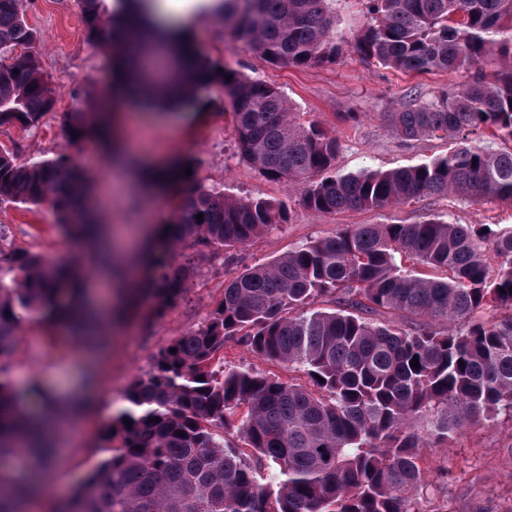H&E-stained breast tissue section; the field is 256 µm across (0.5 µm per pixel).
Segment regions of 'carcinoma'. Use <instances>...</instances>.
<instances>
[{
	"mask_svg": "<svg viewBox=\"0 0 512 512\" xmlns=\"http://www.w3.org/2000/svg\"><path fill=\"white\" fill-rule=\"evenodd\" d=\"M333 2L224 0L221 10L232 36L266 62L308 67L333 64L340 54ZM363 2L370 20L356 50L364 61L468 74L432 96L414 89L384 113L402 140L454 145L416 165L342 173L336 134L302 122L280 88L197 56L194 69L234 114L240 159L326 214L448 195L512 203V0ZM79 4L91 45L114 55L127 48L139 61L158 52L107 0ZM36 43L23 0H0V127H37L56 111ZM494 53L500 67L487 73L481 63ZM137 94L145 104L177 105L190 101L194 87L174 97L144 78ZM86 96L94 108L63 113L72 144L87 140L102 115L101 101ZM487 130L503 150L476 144ZM180 176L169 232L146 250L137 289L149 304L145 322L184 297L196 261L218 248L236 252L290 218L280 201L218 193L183 168ZM90 191L89 175L66 155L19 164L0 152V204L48 206L76 244L89 233L81 203ZM174 244L194 257L176 262ZM414 265L445 277H422ZM85 281L76 261L52 263L19 246L0 250V362L30 318L68 320L75 333L95 337V326L80 321ZM230 341L307 382L252 366L223 368ZM125 399L129 406L106 427L107 457L51 512H443L434 499L448 469L430 465L427 450L500 415L512 418V231L437 217L343 225L303 242L225 283L205 325L160 348ZM23 407V396L0 378V512H28L30 502L10 494L40 491V473L54 464L38 441L47 437L46 421L59 418L32 424Z\"/></svg>",
	"mask_w": 512,
	"mask_h": 512,
	"instance_id": "1",
	"label": "carcinoma"
}]
</instances>
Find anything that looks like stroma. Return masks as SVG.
<instances>
[{"label": "stroma", "mask_w": 512, "mask_h": 512, "mask_svg": "<svg viewBox=\"0 0 512 512\" xmlns=\"http://www.w3.org/2000/svg\"><path fill=\"white\" fill-rule=\"evenodd\" d=\"M24 6L28 24L39 35L36 50L58 103L56 113L38 128H0V151L20 163L76 154V147L62 131V115L86 107V90L105 95L116 71L111 54L86 41L77 0H24ZM334 8V32L342 52L332 65L300 69L269 65L233 39L223 17L216 14L190 29L187 36L202 53L224 66L279 87L306 120L335 131L340 145L336 167L341 171L389 170L447 152L449 144L443 140L405 142L393 136L382 115L405 102L412 88L432 93L464 81V74H406L363 62L354 51L356 37L369 20L362 0H336ZM198 96L208 104L206 121H198L195 108L161 111L134 105L128 109L131 119L119 129V137L134 142L148 160H187L198 178L215 191L283 201L290 220L238 251L233 262H226L224 250L209 254L184 300L161 319L148 324L137 320L116 328L97 363L87 362L79 340L66 329L38 320L25 322L4 372L15 390L35 382L50 390L78 383L88 367L96 376L98 407L83 424L76 444L61 449L57 466L50 470L52 497L70 494L84 482L104 456L100 435L112 416L125 407L128 386L150 369L160 347L203 324L220 300L228 277L271 262L299 242L331 236L337 226L345 224H414L440 216L456 224L512 226V204L496 200L473 204L453 196L376 211L324 214L305 208L286 185L265 180L239 159L232 111L224 107L221 92L204 86ZM345 112L359 113V121H342ZM145 217L140 200L124 190L113 194L103 221L136 234ZM0 225L9 243L32 248L49 259L81 254L60 235L47 207L0 204ZM431 456L448 467V482L440 493L447 512H512L511 419L501 416L468 428L447 447L433 449Z\"/></svg>", "instance_id": "35a3bbf8"}]
</instances>
